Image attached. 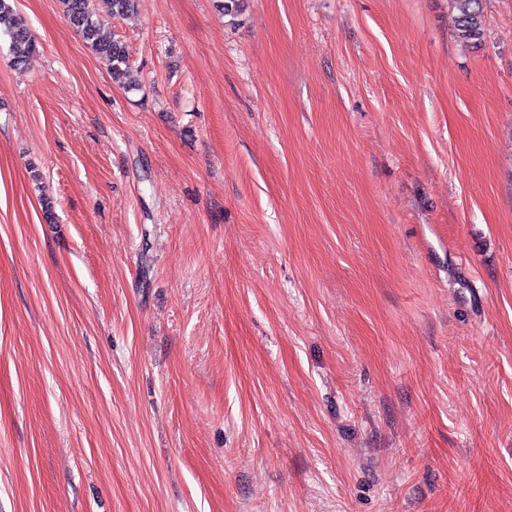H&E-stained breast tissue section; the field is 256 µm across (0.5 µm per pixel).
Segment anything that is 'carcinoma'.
<instances>
[{"instance_id":"1","label":"carcinoma","mask_w":512,"mask_h":512,"mask_svg":"<svg viewBox=\"0 0 512 512\" xmlns=\"http://www.w3.org/2000/svg\"><path fill=\"white\" fill-rule=\"evenodd\" d=\"M109 15L123 17L134 11L136 0H106ZM70 25L86 44L109 63V72L115 82H124L129 75L127 51L122 40L105 34L93 0H61ZM456 38L476 47L481 44L484 28L482 0H452ZM9 39L11 63L17 70L27 64L37 50L36 39L25 19L18 14L10 0H0V34Z\"/></svg>"}]
</instances>
